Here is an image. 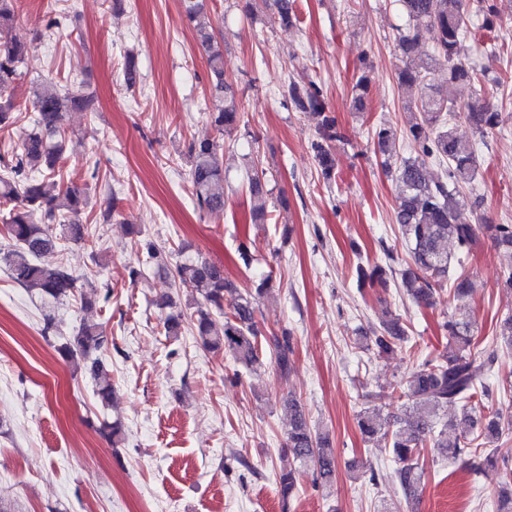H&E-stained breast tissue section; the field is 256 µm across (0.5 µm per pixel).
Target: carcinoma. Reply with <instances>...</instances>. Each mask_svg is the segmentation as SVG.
I'll return each mask as SVG.
<instances>
[{
  "instance_id": "1",
  "label": "carcinoma",
  "mask_w": 512,
  "mask_h": 512,
  "mask_svg": "<svg viewBox=\"0 0 512 512\" xmlns=\"http://www.w3.org/2000/svg\"><path fill=\"white\" fill-rule=\"evenodd\" d=\"M15 0H0V129L15 123L14 113L20 104L13 96L19 64L25 49L8 37L14 21ZM187 20L193 23L196 39L205 52L210 70V95L218 102L209 114L215 130L232 139L243 121L235 90L224 83V52L214 32L211 18L205 12L204 0H183ZM402 22L394 26V41L402 57L410 60L397 73L398 87L407 98L412 118L404 131L391 125L375 130L376 150L390 163L397 156L400 139L409 137L422 157L400 158L389 167L400 184L395 206L399 231L410 245V264L401 272V285L417 303L432 304L436 288L451 283L450 294L456 301L472 295L473 287L462 271V258L469 254L478 233L483 231L495 246L512 255V224H470L461 217L465 207L464 190L471 187L477 174V157L472 143L462 140L453 127L458 114L457 102L450 87L459 80L481 81L488 70L481 72L466 67L464 40L472 18L483 17L480 28H493L495 6L490 0H475L474 9L465 8V0H396ZM277 21L283 27L297 21L292 0H275ZM425 20L437 32V42L430 54L418 53L421 43L419 22ZM441 66L448 67L445 84L432 83L431 75ZM288 101L300 112L317 117V140L313 142L320 174L324 181L335 179V159L331 143L341 138L336 118L325 105L322 90L315 84L301 86L291 81L287 85ZM32 106L37 112L33 128L21 136L19 150L12 156L8 176L0 177V202L8 210L0 215L4 234L14 242L0 249V264L18 285L45 301L60 302L77 288L78 278L63 265L49 267L37 262V257L57 248L58 238L43 223L56 221L65 226L69 239L79 242L84 228L79 216L86 206L84 192L76 186H61L52 193L32 177L38 172L45 179L57 177L62 145L59 139L66 133L65 118L75 109L91 108L89 98L77 91L51 81L41 83ZM465 119L480 136H485L500 124L501 115L489 103L469 105ZM224 145L216 139L193 141L188 147L191 163L192 195L198 209L208 215L224 212V193L219 185L224 181ZM431 158L445 166L442 179L430 180L425 171V159ZM251 208L259 221L266 216L267 197L264 192L266 172L254 158L247 159ZM454 243L458 255L448 253V243ZM357 283H386L385 270L380 266H357ZM172 276L197 295L195 311L188 317L170 314L163 320L168 336H179L188 327L206 349H222L236 363L253 368L262 363L261 332L255 322V295L270 288L265 277L255 293H241L224 277V267L203 258L185 259L177 263ZM448 347L417 365L399 383L406 391L410 411L390 419L374 406L365 409L359 418V428L365 438L385 443L392 457L400 463L395 477L404 495L416 491L424 479L419 466L422 448L431 444L451 459L470 457L471 469L481 472L495 466L497 449L484 450L478 440L498 441L512 429V420L503 413L490 393L488 377L492 372L495 353L477 349L478 343L467 316L451 315L442 324ZM406 336L398 320L388 317L372 331L366 349L382 358L393 354ZM492 343L512 349V315L496 327ZM106 344L103 329L86 322L62 348L66 356L79 354L91 360L90 372L95 381V394L101 403L112 399V379L102 360L92 354ZM269 353L282 374L291 367L293 346L288 331L273 337ZM458 404L463 412L460 430L452 422L439 425V411ZM291 414L286 433L279 484L283 507L294 493L300 473L310 468L316 473L321 487L328 488L336 476V449L328 434L313 431L306 422L297 399L286 400Z\"/></svg>"
}]
</instances>
